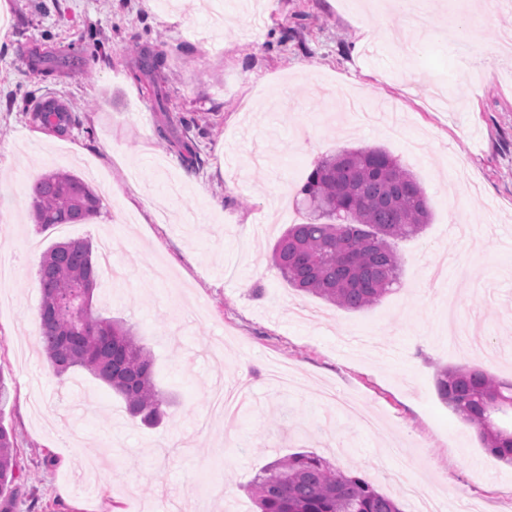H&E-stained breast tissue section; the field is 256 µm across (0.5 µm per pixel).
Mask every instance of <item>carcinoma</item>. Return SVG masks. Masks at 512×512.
Here are the masks:
<instances>
[{
    "instance_id": "cac0c4a2",
    "label": "carcinoma",
    "mask_w": 512,
    "mask_h": 512,
    "mask_svg": "<svg viewBox=\"0 0 512 512\" xmlns=\"http://www.w3.org/2000/svg\"><path fill=\"white\" fill-rule=\"evenodd\" d=\"M165 65L162 53H144L139 69L151 78ZM39 129L65 136L75 123L61 102L44 101L30 113ZM306 221L292 224L272 247L271 264L296 290L341 309L377 304L396 283L401 258L396 241L419 234L431 219L420 184L398 158L380 147L345 149L317 162L300 189ZM103 200L67 171L42 175L32 187V216L45 232L82 224L100 213ZM99 267L85 240L51 244L42 254L39 343L57 376L80 368L114 389L130 417L154 424L164 416L153 358L132 329L98 315L87 301L82 315L63 299L80 284L94 290ZM442 402L478 433L483 448L512 464V431L497 420L512 412V381L468 366L436 376ZM19 478L17 434L0 422V499L11 506ZM259 512H401L392 498L361 476L339 471L310 451L288 454L263 467L249 483Z\"/></svg>"
}]
</instances>
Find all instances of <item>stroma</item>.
Returning a JSON list of instances; mask_svg holds the SVG:
<instances>
[{"mask_svg":"<svg viewBox=\"0 0 512 512\" xmlns=\"http://www.w3.org/2000/svg\"><path fill=\"white\" fill-rule=\"evenodd\" d=\"M0 0V373L22 467L13 512H257L247 486L298 451L354 471L414 512L390 478L402 445L417 494L461 512H512V466L439 399L442 366L512 380V8L429 0L409 28L390 0ZM472 37L461 54L444 33ZM415 47L401 60L396 36ZM163 52L157 105L132 46ZM79 64L44 75L33 50ZM76 118L33 128L43 100ZM193 144L195 164L181 158ZM374 146L398 157L431 221L400 242L381 302L349 311L296 292L268 251L314 164ZM96 172L97 217L42 232V173ZM110 248L93 308L131 326L169 404L147 427L85 370L55 376L38 344L41 252L61 239ZM163 261L179 285L150 273ZM247 381L233 435L210 415L217 384ZM50 104H54V109H46ZM30 120L39 129L57 136L67 135L75 123L66 105L56 100L40 103L37 109L30 113Z\"/></svg>","mask_w":512,"mask_h":512,"instance_id":"stroma-1","label":"stroma"}]
</instances>
